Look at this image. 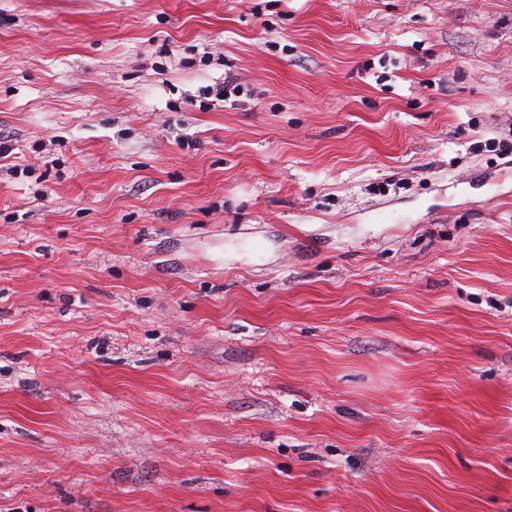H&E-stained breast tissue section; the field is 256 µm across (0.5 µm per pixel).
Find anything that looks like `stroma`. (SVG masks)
Segmentation results:
<instances>
[{"label": "stroma", "instance_id": "stroma-1", "mask_svg": "<svg viewBox=\"0 0 512 512\" xmlns=\"http://www.w3.org/2000/svg\"><path fill=\"white\" fill-rule=\"evenodd\" d=\"M511 134L512 0H0V512H512Z\"/></svg>", "mask_w": 512, "mask_h": 512}]
</instances>
